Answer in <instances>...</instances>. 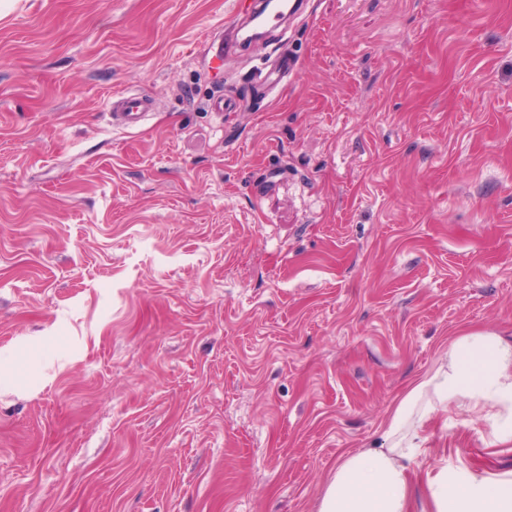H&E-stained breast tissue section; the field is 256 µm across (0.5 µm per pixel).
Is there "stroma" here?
<instances>
[{
    "label": "stroma",
    "instance_id": "obj_1",
    "mask_svg": "<svg viewBox=\"0 0 512 512\" xmlns=\"http://www.w3.org/2000/svg\"><path fill=\"white\" fill-rule=\"evenodd\" d=\"M236 8L0 15V512H318L460 331L512 336V0H307L207 54ZM488 430L436 417L426 469L512 471ZM152 105L153 101L145 95L118 92L112 99V123L127 128L135 126L151 110Z\"/></svg>",
    "mask_w": 512,
    "mask_h": 512
}]
</instances>
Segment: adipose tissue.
<instances>
[{
	"mask_svg": "<svg viewBox=\"0 0 512 512\" xmlns=\"http://www.w3.org/2000/svg\"><path fill=\"white\" fill-rule=\"evenodd\" d=\"M481 412L485 443L512 446V340L495 332L455 337L437 368L399 400L370 447L347 452L333 470L318 512H417L411 475L426 458L434 413ZM424 512H512V471L490 478L449 469L426 476Z\"/></svg>",
	"mask_w": 512,
	"mask_h": 512,
	"instance_id": "ef3b65f1",
	"label": "adipose tissue"
}]
</instances>
